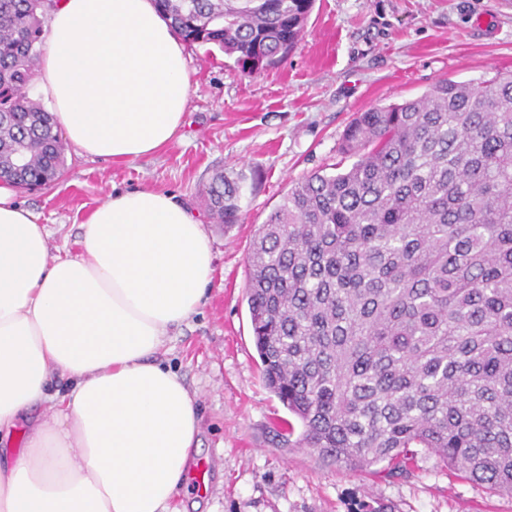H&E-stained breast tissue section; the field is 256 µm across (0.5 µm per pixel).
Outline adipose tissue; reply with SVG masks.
Masks as SVG:
<instances>
[{
  "label": "adipose tissue",
  "mask_w": 512,
  "mask_h": 512,
  "mask_svg": "<svg viewBox=\"0 0 512 512\" xmlns=\"http://www.w3.org/2000/svg\"><path fill=\"white\" fill-rule=\"evenodd\" d=\"M34 84L63 139L103 160L156 154L188 106L184 46L153 0H56ZM81 229L78 253L51 257L0 180V512H173L200 418L158 354L207 299L212 242L148 189L114 191Z\"/></svg>",
  "instance_id": "1"
}]
</instances>
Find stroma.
Segmentation results:
<instances>
[{"mask_svg":"<svg viewBox=\"0 0 512 512\" xmlns=\"http://www.w3.org/2000/svg\"><path fill=\"white\" fill-rule=\"evenodd\" d=\"M189 104L180 138L134 161L65 149V173L19 198L41 214L51 252L76 253L79 226L113 188L175 194L214 251L204 306L170 331L160 360L184 377L201 419L197 512H512V497L419 452L408 471L353 472L284 445L288 412L265 387L245 289L258 224L305 176L345 161L356 113L420 97L451 79L482 86L512 71V0H315L281 61L253 73L219 49L186 45ZM241 186L238 219L222 224L201 194L215 173Z\"/></svg>","mask_w":512,"mask_h":512,"instance_id":"1","label":"stroma"}]
</instances>
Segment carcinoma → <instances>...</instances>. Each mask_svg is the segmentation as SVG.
Masks as SVG:
<instances>
[{"instance_id":"carcinoma-1","label":"carcinoma","mask_w":512,"mask_h":512,"mask_svg":"<svg viewBox=\"0 0 512 512\" xmlns=\"http://www.w3.org/2000/svg\"><path fill=\"white\" fill-rule=\"evenodd\" d=\"M189 43L266 65L313 0H156ZM53 0H0V175L45 186L65 167L54 115L27 96ZM355 161L297 182L247 255L265 386L298 448L353 471L422 449L512 496V73L444 80L357 113ZM222 223L238 183L214 175Z\"/></svg>"}]
</instances>
